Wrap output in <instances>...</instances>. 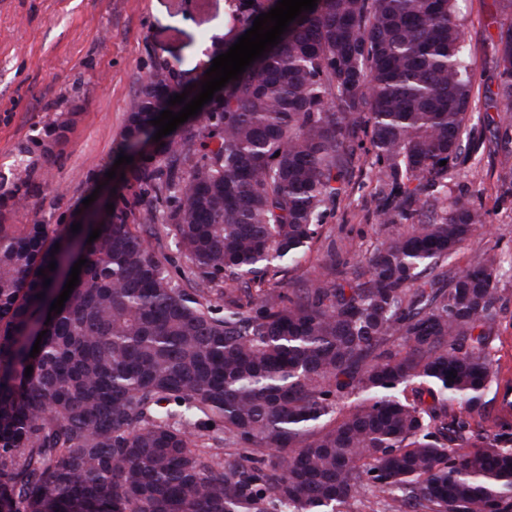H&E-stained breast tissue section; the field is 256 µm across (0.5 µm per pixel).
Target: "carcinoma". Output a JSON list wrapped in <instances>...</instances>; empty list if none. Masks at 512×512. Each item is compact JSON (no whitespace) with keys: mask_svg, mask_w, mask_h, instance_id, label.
Masks as SVG:
<instances>
[{"mask_svg":"<svg viewBox=\"0 0 512 512\" xmlns=\"http://www.w3.org/2000/svg\"><path fill=\"white\" fill-rule=\"evenodd\" d=\"M227 2L226 51L278 0ZM455 4L317 0L158 141L151 121L184 86L154 62L123 131L124 153L150 157L132 163V198L75 234L0 225V512H342L370 484L393 494L387 512H512V445L470 436L499 382L503 261L449 269L487 211L448 198L482 97L500 104L487 142L512 198V21L482 96ZM361 133L379 223L407 230L365 257L366 280L287 294L278 275L347 193ZM155 222L191 287L137 230ZM75 245L87 263L58 314L43 281ZM247 280L256 300L220 305Z\"/></svg>","mask_w":512,"mask_h":512,"instance_id":"cac0c4a2","label":"carcinoma"}]
</instances>
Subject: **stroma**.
<instances>
[{
    "label": "stroma",
    "mask_w": 512,
    "mask_h": 512,
    "mask_svg": "<svg viewBox=\"0 0 512 512\" xmlns=\"http://www.w3.org/2000/svg\"><path fill=\"white\" fill-rule=\"evenodd\" d=\"M225 0H0V224H64L90 195L105 202L126 194L127 165L118 164L128 112L149 66L166 61L204 82L202 51L224 33ZM472 51L476 85L499 83L493 40L512 11L493 0H458ZM54 139L51 156L39 144ZM500 154L479 164L459 163L449 196H470L488 212L454 260L467 266L491 249L512 258V204L496 201L505 171ZM32 168L22 203L11 199L19 162ZM369 156H362L352 187L336 203L322 236L299 267L282 281L297 288L325 274L328 256L336 273L350 274L379 238L381 184ZM121 175L107 179L111 168ZM499 325L492 341L503 377L512 379V275L498 283Z\"/></svg>",
    "instance_id": "obj_1"
}]
</instances>
